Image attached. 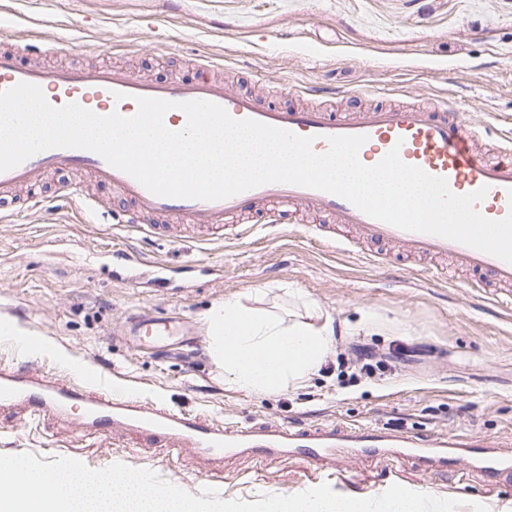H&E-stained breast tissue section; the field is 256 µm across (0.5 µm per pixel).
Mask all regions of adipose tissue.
I'll return each instance as SVG.
<instances>
[{
	"instance_id": "obj_1",
	"label": "adipose tissue",
	"mask_w": 512,
	"mask_h": 512,
	"mask_svg": "<svg viewBox=\"0 0 512 512\" xmlns=\"http://www.w3.org/2000/svg\"><path fill=\"white\" fill-rule=\"evenodd\" d=\"M209 354L225 379L247 394H267L321 369L335 340L334 320L318 304L283 322L229 296L203 316Z\"/></svg>"
}]
</instances>
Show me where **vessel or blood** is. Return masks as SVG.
Wrapping results in <instances>:
<instances>
[{
  "label": "vessel or blood",
  "mask_w": 512,
  "mask_h": 512,
  "mask_svg": "<svg viewBox=\"0 0 512 512\" xmlns=\"http://www.w3.org/2000/svg\"><path fill=\"white\" fill-rule=\"evenodd\" d=\"M194 68L193 78L157 82L114 66L49 71L37 62L25 63L14 53L4 51L0 52V91L21 82L32 83L41 87L52 105L76 103L101 116L114 112L133 116L139 96L177 105L206 100L222 106L235 119H253L314 137L313 148L319 153L328 150L329 137L362 135L366 141L359 150L360 159L376 163L392 148H399L405 163L445 178L455 194L487 188L486 197L478 205L486 218L500 220L512 211V135L465 118L452 102L360 106L347 115L324 107H275L215 78L216 64L211 58H199ZM119 92L124 95L120 101L115 98ZM59 169L85 171L100 184L116 189L132 205L125 223L143 225L149 236L169 235L172 227L167 220L173 217L181 226L196 230L202 240L210 241L223 237L224 222L232 218L236 221L232 236L240 239L250 233L246 220L264 217L272 224L288 223L289 214L273 211L272 206L289 203L331 218V225L320 230L323 239L335 240L337 226H348L364 241L399 244L409 256L448 258L454 268L482 273L478 288L496 300H503L504 289L512 288V263L447 238L398 229L325 192L290 184H267L216 201L158 197L100 155L84 149H48L0 172V209L21 196L26 197L28 207H37L39 201L28 196V189L46 172ZM57 196L77 202L90 213L102 209L95 198L72 183L63 184ZM184 330V323L167 316L134 317L128 325V333L137 343L159 348L166 347L168 339ZM18 405L44 414L75 411L80 428L101 434L132 430L148 437L154 447L176 452L190 448L215 461L241 450L262 460L300 451L321 462L339 448L380 457L391 448L402 455H424L444 448L449 464L473 466L489 475L512 471V458L492 451L490 441L478 434L442 437L369 426H301L267 421L227 427L159 403L123 399L105 388L92 392L65 381L52 382L28 365L0 371V409Z\"/></svg>",
  "instance_id": "b4317fda"
}]
</instances>
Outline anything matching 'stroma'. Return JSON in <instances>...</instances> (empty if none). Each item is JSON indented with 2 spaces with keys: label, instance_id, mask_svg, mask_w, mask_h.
<instances>
[{
  "label": "stroma",
  "instance_id": "stroma-1",
  "mask_svg": "<svg viewBox=\"0 0 512 512\" xmlns=\"http://www.w3.org/2000/svg\"><path fill=\"white\" fill-rule=\"evenodd\" d=\"M39 56L47 68L117 64L158 82L193 77L200 56L220 60L221 77L289 98L274 86L357 89L376 103L452 99L475 121L496 115L512 130V0H0V47ZM61 174L48 175L36 210L0 219V316L40 338L29 350L0 341V368L31 362L48 377L229 424L342 422L418 433L512 438V309L484 299L464 274L441 282L427 262L371 264L391 245L347 249L322 241L311 224L257 226L238 240L199 243L191 235L154 238L124 223L129 202L96 188L93 216L56 200ZM146 262L138 284L110 254ZM166 274H157V266ZM236 295L280 316L303 300L335 320L324 366L282 392L249 395L225 381L208 354L203 314ZM378 320L355 331L364 312ZM137 313H175L189 341L158 351L124 336ZM372 356L377 367L363 375ZM95 377L74 376L75 363ZM68 456L99 470L148 468L193 495L256 501L316 486L314 466L291 453L259 465L247 454L213 469L191 451L144 447L133 434L103 436L28 410L0 412V454ZM327 470L339 494H379L391 485L512 512V473L399 456L384 463L340 448Z\"/></svg>",
  "mask_w": 512,
  "mask_h": 512
}]
</instances>
